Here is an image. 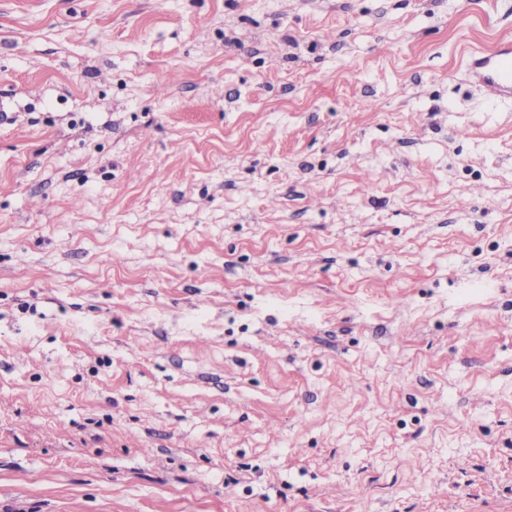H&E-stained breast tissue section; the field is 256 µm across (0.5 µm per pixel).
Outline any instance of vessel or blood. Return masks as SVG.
<instances>
[{
  "label": "vessel or blood",
  "mask_w": 512,
  "mask_h": 512,
  "mask_svg": "<svg viewBox=\"0 0 512 512\" xmlns=\"http://www.w3.org/2000/svg\"><path fill=\"white\" fill-rule=\"evenodd\" d=\"M465 66L489 95L507 101L512 99V36L497 39L488 50H468Z\"/></svg>",
  "instance_id": "b4317fda"
}]
</instances>
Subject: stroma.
I'll use <instances>...</instances> for the list:
<instances>
[{
	"mask_svg": "<svg viewBox=\"0 0 512 512\" xmlns=\"http://www.w3.org/2000/svg\"><path fill=\"white\" fill-rule=\"evenodd\" d=\"M509 32L0 0V512H512ZM465 66L489 95L512 99V36L501 37L488 50L464 52Z\"/></svg>",
	"mask_w": 512,
	"mask_h": 512,
	"instance_id": "35a3bbf8",
	"label": "stroma"
}]
</instances>
